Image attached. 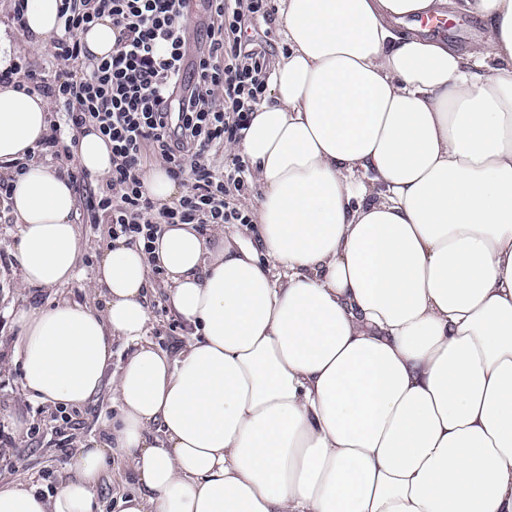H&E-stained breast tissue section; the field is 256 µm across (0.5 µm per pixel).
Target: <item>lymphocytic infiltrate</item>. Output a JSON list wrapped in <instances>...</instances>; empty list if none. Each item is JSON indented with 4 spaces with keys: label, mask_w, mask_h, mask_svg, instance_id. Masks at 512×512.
Listing matches in <instances>:
<instances>
[{
    "label": "lymphocytic infiltrate",
    "mask_w": 512,
    "mask_h": 512,
    "mask_svg": "<svg viewBox=\"0 0 512 512\" xmlns=\"http://www.w3.org/2000/svg\"><path fill=\"white\" fill-rule=\"evenodd\" d=\"M268 0H209L214 20L186 83L189 44L187 0H61L64 34L52 43L53 77L33 73L25 60L0 71V84L25 78L55 105L59 116L37 152L86 181L63 135L95 128L112 144V173L98 183L89 209L107 218L109 237L152 243L167 224H246L232 201L247 187L248 165L239 157L220 170L213 155L240 139L267 85L265 54L245 52L248 23L265 14ZM110 18L115 41L109 58L90 57L82 35ZM224 104L216 106V91ZM161 160L188 189L173 206L155 209L143 189V163Z\"/></svg>",
    "instance_id": "lymphocytic-infiltrate-1"
}]
</instances>
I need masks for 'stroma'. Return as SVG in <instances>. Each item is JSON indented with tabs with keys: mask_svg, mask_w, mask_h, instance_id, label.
I'll list each match as a JSON object with an SVG mask.
<instances>
[{
	"mask_svg": "<svg viewBox=\"0 0 512 512\" xmlns=\"http://www.w3.org/2000/svg\"><path fill=\"white\" fill-rule=\"evenodd\" d=\"M13 7L14 0H0V30L9 39L14 55L26 57L31 69L43 70L48 52L34 44L27 31L13 25ZM242 48L265 52L268 61H276L284 43L273 16L252 21L242 39ZM74 188L77 197L75 222L84 242L78 264L79 277L71 284L33 294L19 286L18 263L12 251L18 227L10 206L0 205V421L5 424L1 431L6 435L5 441L0 442L1 483L32 482L60 488L68 477V463L75 448L104 436L100 417L110 405L111 384H104L98 395L63 415L28 399L21 386V367L9 359L17 337L9 314L11 304L25 301L45 306L61 298L78 303L99 301L92 282L97 262L109 239L101 228L88 221L90 186L78 182ZM151 280L152 321L148 337L160 348L173 352L185 343V330L164 304L163 272L153 270ZM15 419L26 423V432L14 430L11 422Z\"/></svg>",
	"mask_w": 512,
	"mask_h": 512,
	"instance_id": "1",
	"label": "stroma"
}]
</instances>
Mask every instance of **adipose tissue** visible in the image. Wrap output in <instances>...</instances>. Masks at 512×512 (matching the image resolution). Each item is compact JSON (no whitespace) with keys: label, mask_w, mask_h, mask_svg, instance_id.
Instances as JSON below:
<instances>
[{"label":"adipose tissue","mask_w":512,"mask_h":512,"mask_svg":"<svg viewBox=\"0 0 512 512\" xmlns=\"http://www.w3.org/2000/svg\"><path fill=\"white\" fill-rule=\"evenodd\" d=\"M446 4L276 0L286 50L232 145L261 186L250 233L121 237L102 306L11 309L34 402L78 406L108 379L112 405L58 492L0 484V512H100L116 457L137 483L117 512H512V0H460L483 28L463 51L403 28ZM59 6L26 0L41 44L64 33ZM48 117L0 88V162ZM75 138L110 176L109 144ZM142 183L160 208L182 192L161 163ZM11 212L23 287L75 281L69 178L31 163ZM154 267L188 336L174 356L147 339Z\"/></svg>","instance_id":"ef3b65f1"}]
</instances>
